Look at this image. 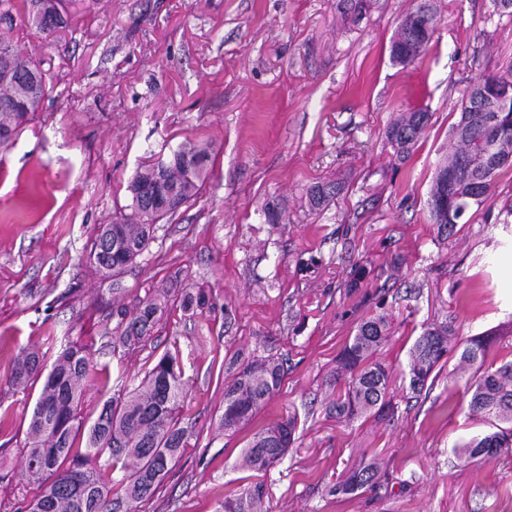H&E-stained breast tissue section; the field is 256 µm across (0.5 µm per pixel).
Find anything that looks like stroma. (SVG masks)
Instances as JSON below:
<instances>
[{
    "label": "stroma",
    "mask_w": 512,
    "mask_h": 512,
    "mask_svg": "<svg viewBox=\"0 0 512 512\" xmlns=\"http://www.w3.org/2000/svg\"><path fill=\"white\" fill-rule=\"evenodd\" d=\"M66 0V23L36 30L28 0H8L0 38L42 61L40 112L0 146V512H25L20 480L41 383L8 382L12 360L86 347L93 369L85 419L178 354L189 434L163 486L139 512H224L248 481L234 463L247 430L218 421L233 354L286 362L280 390L253 420L298 417L296 442L264 476L262 512H512V453L465 461L454 449L488 427L468 409L466 340H497L487 361L512 360V171L457 235L439 239L428 196L451 151L454 107L469 82L512 63V16L491 0H436L440 23L422 61L390 60L414 0ZM430 124L409 158L386 139L394 118ZM211 146L198 195L160 221L118 282L88 254L102 225L128 214L139 168L186 141ZM318 181L342 191L310 209ZM277 201L283 220L268 223ZM205 305L168 304L146 345L112 349L118 310L171 286ZM392 317L378 358L395 413L329 417L336 356L359 323ZM451 325L448 361L422 393L409 388V350L424 327ZM377 462L374 489L330 494L349 468Z\"/></svg>",
    "instance_id": "obj_1"
}]
</instances>
